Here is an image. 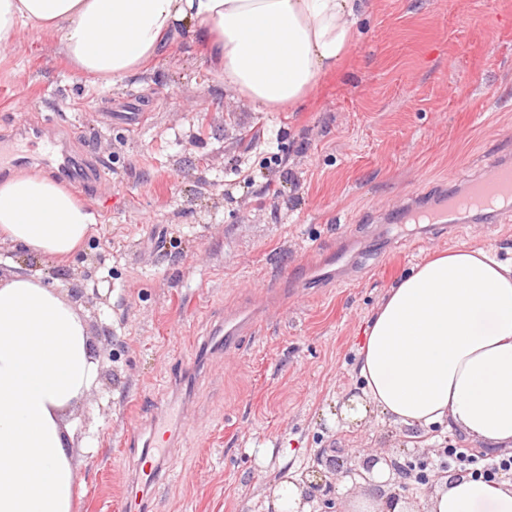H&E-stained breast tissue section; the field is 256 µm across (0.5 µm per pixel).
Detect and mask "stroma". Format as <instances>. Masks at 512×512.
Instances as JSON below:
<instances>
[{"mask_svg": "<svg viewBox=\"0 0 512 512\" xmlns=\"http://www.w3.org/2000/svg\"><path fill=\"white\" fill-rule=\"evenodd\" d=\"M342 70L319 78L291 112H263L225 90L186 32L148 72L103 86L52 38L24 33L0 48V134L19 101L71 131L68 150L110 175L75 195L97 214L83 248L46 262L0 243V277L25 264L61 290L86 272L112 278V403L76 413L97 431L74 437L79 512H124L120 494L141 451L126 440L172 390L192 429L150 487L151 512H265L275 480L366 449L424 456L471 447L447 426L409 446V429L336 414L361 384V336L388 287L460 246L512 258V222L392 224L408 192L512 156V0H373ZM278 143L280 164L262 146ZM260 318L239 351L205 348L224 315Z\"/></svg>", "mask_w": 512, "mask_h": 512, "instance_id": "obj_1", "label": "stroma"}]
</instances>
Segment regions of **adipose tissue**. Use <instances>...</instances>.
<instances>
[{
  "instance_id": "obj_1",
  "label": "adipose tissue",
  "mask_w": 512,
  "mask_h": 512,
  "mask_svg": "<svg viewBox=\"0 0 512 512\" xmlns=\"http://www.w3.org/2000/svg\"><path fill=\"white\" fill-rule=\"evenodd\" d=\"M370 0H0V46L38 30L80 73L109 84L145 72L189 29L218 80L264 112L296 109L340 71ZM94 213L61 184L0 181V237L34 257H72ZM364 384L344 422L378 414L448 423L493 454L512 447V262L458 247L415 266L368 323ZM80 309L28 270L0 279V512H77L69 419L98 385ZM426 512H512V481L444 478Z\"/></svg>"
}]
</instances>
